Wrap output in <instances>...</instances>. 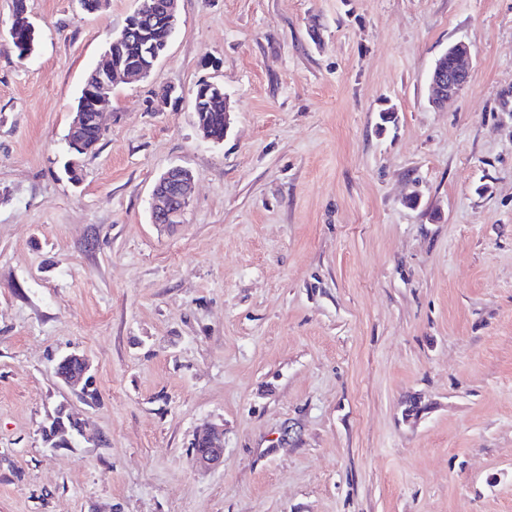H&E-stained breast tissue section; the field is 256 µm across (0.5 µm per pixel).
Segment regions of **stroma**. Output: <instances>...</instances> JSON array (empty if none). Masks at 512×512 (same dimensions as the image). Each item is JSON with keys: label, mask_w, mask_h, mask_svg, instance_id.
Returning a JSON list of instances; mask_svg holds the SVG:
<instances>
[{"label": "stroma", "mask_w": 512, "mask_h": 512, "mask_svg": "<svg viewBox=\"0 0 512 512\" xmlns=\"http://www.w3.org/2000/svg\"><path fill=\"white\" fill-rule=\"evenodd\" d=\"M12 4L0 512H512V0H179L76 182L71 112L139 0H27L23 60ZM459 41L470 78L438 110L428 77ZM203 78L232 108L219 143ZM174 165L193 192L161 228ZM71 351L91 402L54 375ZM63 400L102 444L44 443ZM208 424L213 469L191 460ZM31 21L29 23L17 21V27L10 32L11 44L18 58H23L25 54L32 51L35 40L36 30L30 28ZM210 92H216L224 97V99L221 97H210L206 100L207 94ZM205 100L206 102H203ZM202 102L204 103L203 111H195L197 107H202ZM192 103L195 105V109L193 106L192 109L196 114L197 120L200 122L202 121L200 123L199 130L202 132L204 138L212 142L217 141L213 136L218 138V140H223L224 135L227 133L230 126V112L228 110L224 88L215 82L207 80L202 81L197 85ZM192 173L181 166H174L160 175L153 188L155 204L151 210L153 224H176L189 205ZM193 460L196 465L204 467L224 464V445L218 428H208L197 435L193 445Z\"/></svg>", "instance_id": "1"}]
</instances>
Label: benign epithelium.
Here are the masks:
<instances>
[{
    "instance_id": "7a95c632",
    "label": "benign epithelium",
    "mask_w": 512,
    "mask_h": 512,
    "mask_svg": "<svg viewBox=\"0 0 512 512\" xmlns=\"http://www.w3.org/2000/svg\"><path fill=\"white\" fill-rule=\"evenodd\" d=\"M177 0H166L158 6L149 0H141L137 11L127 20L125 27L112 36L111 45L136 44L145 56L141 64L123 62L118 56L107 50L106 65L98 68V86L93 99H80L78 109L72 112L69 126L68 143L81 152H89L96 146L87 142L84 131L89 126L102 129L101 117L111 106L112 84L118 80L141 78L145 74L147 63H156L163 55L166 42L161 35L173 27ZM469 47L459 41L448 48L439 58L430 76L432 103L437 107L448 105L454 100L468 82L470 72L467 58ZM224 94V88L211 81H202L193 95V105L199 107L207 99V94ZM193 180L192 173L181 166H174L160 175L153 188L155 204L151 210L152 223L167 226L176 223L189 205V190ZM58 380L76 395L85 397L94 383L92 364L85 355L75 352L65 354L55 365ZM46 442L53 448L71 447L76 441L99 442L101 436L90 429L87 423L70 411L69 405L60 403L49 417L44 429ZM193 460L204 467L224 464V445L222 434L217 428H208L197 435Z\"/></svg>"
}]
</instances>
